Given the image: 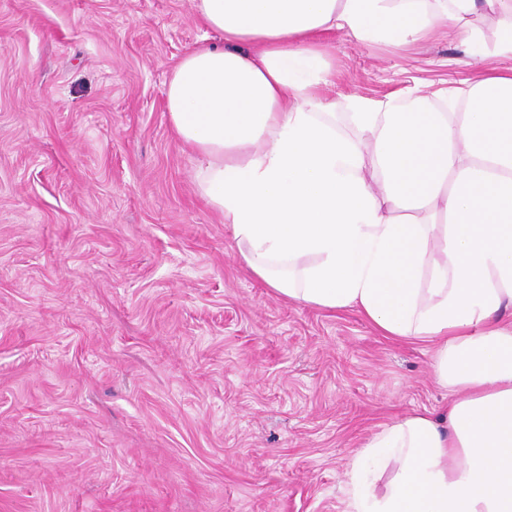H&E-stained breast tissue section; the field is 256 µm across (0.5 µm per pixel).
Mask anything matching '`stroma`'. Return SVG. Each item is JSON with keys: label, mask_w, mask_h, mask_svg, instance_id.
<instances>
[{"label": "stroma", "mask_w": 512, "mask_h": 512, "mask_svg": "<svg viewBox=\"0 0 512 512\" xmlns=\"http://www.w3.org/2000/svg\"><path fill=\"white\" fill-rule=\"evenodd\" d=\"M443 34H321L324 96L465 93ZM192 0H0V512H344L362 445L444 418L432 346L277 296L199 198L165 111Z\"/></svg>", "instance_id": "obj_1"}]
</instances>
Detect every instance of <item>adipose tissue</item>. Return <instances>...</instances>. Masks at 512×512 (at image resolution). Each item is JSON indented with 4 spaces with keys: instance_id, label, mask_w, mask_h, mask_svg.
I'll list each match as a JSON object with an SVG mask.
<instances>
[{
    "instance_id": "ef3b65f1",
    "label": "adipose tissue",
    "mask_w": 512,
    "mask_h": 512,
    "mask_svg": "<svg viewBox=\"0 0 512 512\" xmlns=\"http://www.w3.org/2000/svg\"><path fill=\"white\" fill-rule=\"evenodd\" d=\"M222 44L184 54L165 109L199 157L200 197L275 293L357 309L384 335L436 343L448 426L411 415L374 434L348 472L346 512H512V68L465 96H322L317 36L404 50L473 15L512 58V0H193Z\"/></svg>"
}]
</instances>
